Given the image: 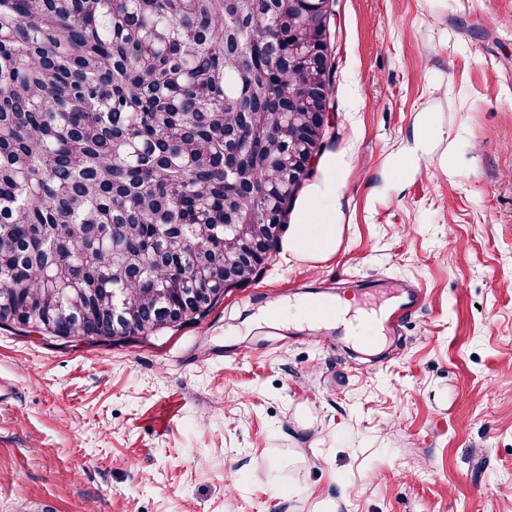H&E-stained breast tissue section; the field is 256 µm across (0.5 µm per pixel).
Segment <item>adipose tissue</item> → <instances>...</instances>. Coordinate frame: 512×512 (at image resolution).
Returning <instances> with one entry per match:
<instances>
[{"mask_svg": "<svg viewBox=\"0 0 512 512\" xmlns=\"http://www.w3.org/2000/svg\"><path fill=\"white\" fill-rule=\"evenodd\" d=\"M418 131L412 148L405 157L388 161L391 175L411 173L421 154L427 152L436 134L433 113L422 112L417 117ZM347 186V163L344 155H324L315 180L308 184L294 216V229L287 248L301 258L333 254L339 244V224L342 220V198Z\"/></svg>", "mask_w": 512, "mask_h": 512, "instance_id": "adipose-tissue-1", "label": "adipose tissue"}]
</instances>
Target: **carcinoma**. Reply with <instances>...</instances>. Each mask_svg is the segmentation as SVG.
<instances>
[{"label":"carcinoma","instance_id":"carcinoma-1","mask_svg":"<svg viewBox=\"0 0 512 512\" xmlns=\"http://www.w3.org/2000/svg\"><path fill=\"white\" fill-rule=\"evenodd\" d=\"M317 0H0V327L121 343L224 298L332 92ZM241 132L224 157V131ZM212 298L189 309V290Z\"/></svg>","mask_w":512,"mask_h":512}]
</instances>
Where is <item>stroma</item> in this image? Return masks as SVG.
<instances>
[{"label": "stroma", "instance_id": "obj_1", "mask_svg": "<svg viewBox=\"0 0 512 512\" xmlns=\"http://www.w3.org/2000/svg\"><path fill=\"white\" fill-rule=\"evenodd\" d=\"M332 8L336 252L278 244L207 317L146 339L0 328V512H512V0ZM422 112L441 138L393 180ZM386 278L425 291L399 335L279 314L388 306L350 289Z\"/></svg>", "mask_w": 512, "mask_h": 512}]
</instances>
